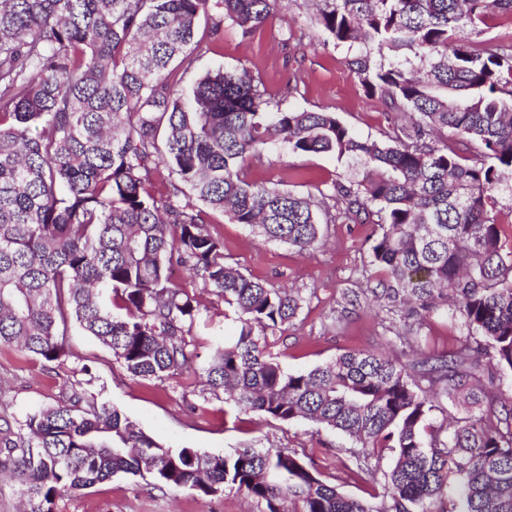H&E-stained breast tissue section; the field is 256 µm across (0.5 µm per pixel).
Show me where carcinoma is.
Instances as JSON below:
<instances>
[{
  "label": "carcinoma",
  "instance_id": "carcinoma-1",
  "mask_svg": "<svg viewBox=\"0 0 512 512\" xmlns=\"http://www.w3.org/2000/svg\"><path fill=\"white\" fill-rule=\"evenodd\" d=\"M312 2L326 40L356 49L348 66L366 92L419 123L362 139L333 112L286 107L291 84L273 97L245 70L178 88L200 21L216 43L226 25L251 36L281 0H0V346L54 362L75 324L134 377L192 370L191 329L210 317L172 279L186 267L238 322L201 367L211 389L241 412L341 433L358 469L392 454L384 484L348 496L288 448L174 450L74 387L0 437L24 512H55L63 494L117 474L205 496L229 487L265 512H512V416L496 415L504 391L485 383L490 367L512 373V249L493 214L512 191V47L459 38L512 14V0ZM272 139L332 153L356 178L317 198L249 181L245 160ZM461 143L477 149L473 163ZM319 202L332 224L375 207L370 263L388 299L413 303L408 332L449 304L465 339L412 363L353 350L286 371L267 337L302 297L225 263L206 224L220 211L306 252L321 241ZM434 388L465 413L433 421Z\"/></svg>",
  "mask_w": 512,
  "mask_h": 512
}]
</instances>
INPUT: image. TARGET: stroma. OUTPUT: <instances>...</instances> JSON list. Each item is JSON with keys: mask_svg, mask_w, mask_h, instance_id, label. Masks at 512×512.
I'll return each instance as SVG.
<instances>
[{"mask_svg": "<svg viewBox=\"0 0 512 512\" xmlns=\"http://www.w3.org/2000/svg\"><path fill=\"white\" fill-rule=\"evenodd\" d=\"M346 47L324 43L314 27L305 0H289L280 13L253 36L242 37L225 27L222 42L202 52L188 69L180 70L179 86L190 90L204 71L218 66L228 71L248 70L270 94L285 80L296 92L289 108L336 113L358 136L381 140L394 116L375 97L368 96L360 78L346 60ZM251 181L296 194L328 189L352 178L348 162L331 154H297L284 144L270 143L260 157L246 161ZM208 229L224 245V259L247 276L274 287L299 290L302 307L282 334L269 337L271 351L291 372H303L337 354L369 349L410 362L417 350L441 353L466 334L446 310L432 313L420 341L405 340L402 308L384 299L381 276L371 266L370 238L376 227L361 221H339L322 227L323 243L308 252L285 243L270 242L225 214L210 216ZM175 278L194 295L203 314L215 326L194 329L200 356L209 347L237 334V324L224 315L223 299L189 272L176 270ZM66 357L45 363L15 347H0V433L19 431L32 409L54 406L68 397L72 383L87 396L108 403L145 433L165 446L205 452L254 448H289L314 461L319 475L343 493L364 497L383 482L392 466L391 456L372 460L369 469L351 470L350 441L339 433L308 422L285 424L263 414L236 411L228 395L212 392L202 376L189 372L168 380L131 376L122 363L94 337L71 328L64 338ZM264 504L234 489L205 497L184 487H155L151 480L122 474L56 502V512H264Z\"/></svg>", "mask_w": 512, "mask_h": 512, "instance_id": "1", "label": "stroma"}]
</instances>
